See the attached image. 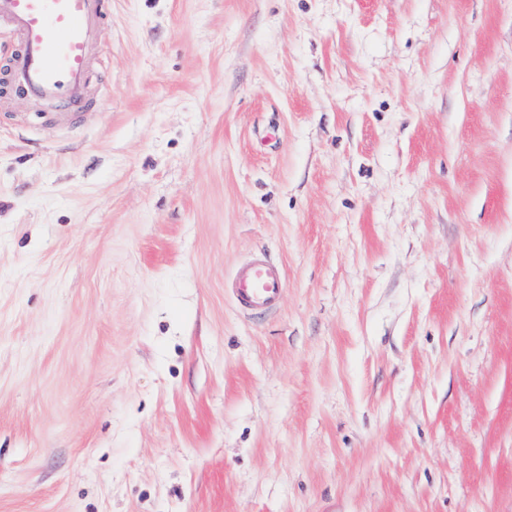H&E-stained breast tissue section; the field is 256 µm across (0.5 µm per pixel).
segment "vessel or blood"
I'll use <instances>...</instances> for the list:
<instances>
[{"instance_id":"obj_1","label":"vessel or blood","mask_w":512,"mask_h":512,"mask_svg":"<svg viewBox=\"0 0 512 512\" xmlns=\"http://www.w3.org/2000/svg\"><path fill=\"white\" fill-rule=\"evenodd\" d=\"M105 14L104 0H0V26L14 44L11 91L55 102L59 120L72 123L93 102L94 32ZM285 287L282 266L261 254L243 263L228 283L237 306L248 312L277 307Z\"/></svg>"}]
</instances>
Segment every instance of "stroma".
I'll use <instances>...</instances> for the list:
<instances>
[{"mask_svg":"<svg viewBox=\"0 0 512 512\" xmlns=\"http://www.w3.org/2000/svg\"><path fill=\"white\" fill-rule=\"evenodd\" d=\"M90 85L0 103V512H512V0H109ZM286 287L280 265L255 254L243 263L228 283L237 306L248 312L269 311L278 306Z\"/></svg>","mask_w":512,"mask_h":512,"instance_id":"1","label":"stroma"}]
</instances>
